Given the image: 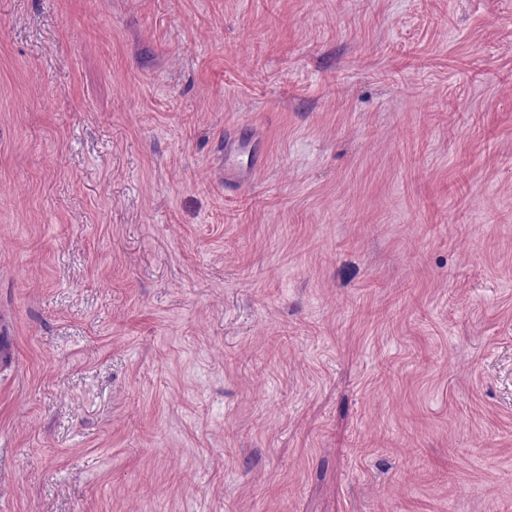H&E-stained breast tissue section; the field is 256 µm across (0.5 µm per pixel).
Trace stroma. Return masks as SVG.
Masks as SVG:
<instances>
[{
	"mask_svg": "<svg viewBox=\"0 0 512 512\" xmlns=\"http://www.w3.org/2000/svg\"><path fill=\"white\" fill-rule=\"evenodd\" d=\"M0 347V512H512V0H0ZM245 148L246 146L236 138L224 140V173L226 176L239 178L249 175L255 165V161L253 156H251L248 164L242 165L239 162V158Z\"/></svg>",
	"mask_w": 512,
	"mask_h": 512,
	"instance_id": "obj_1",
	"label": "stroma"
}]
</instances>
